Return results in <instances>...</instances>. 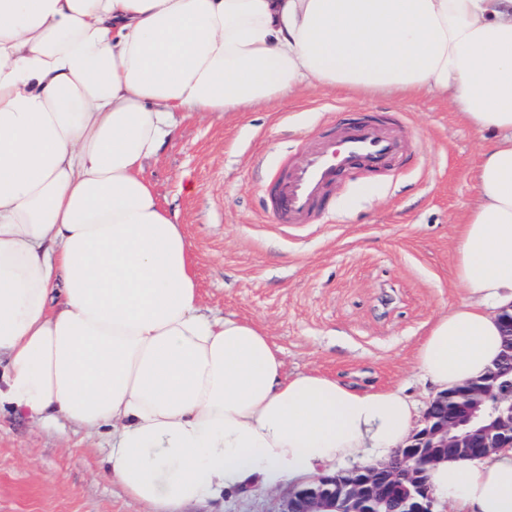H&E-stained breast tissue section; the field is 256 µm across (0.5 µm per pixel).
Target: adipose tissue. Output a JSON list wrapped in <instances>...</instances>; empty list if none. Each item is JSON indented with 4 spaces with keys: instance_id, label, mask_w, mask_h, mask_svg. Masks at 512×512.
<instances>
[{
    "instance_id": "1",
    "label": "adipose tissue",
    "mask_w": 512,
    "mask_h": 512,
    "mask_svg": "<svg viewBox=\"0 0 512 512\" xmlns=\"http://www.w3.org/2000/svg\"><path fill=\"white\" fill-rule=\"evenodd\" d=\"M314 83L437 93L496 139L459 225L462 299L416 354L437 392L488 372L512 311V0H0V407L112 433L147 512L385 462L403 388L284 375L250 322L201 306L190 247L145 164L178 112H238ZM450 512H512V449L431 466Z\"/></svg>"
}]
</instances>
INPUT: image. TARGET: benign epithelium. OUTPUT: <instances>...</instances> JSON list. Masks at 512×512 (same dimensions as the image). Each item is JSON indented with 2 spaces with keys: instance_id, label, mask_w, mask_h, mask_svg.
Instances as JSON below:
<instances>
[{
  "instance_id": "7a95c632",
  "label": "benign epithelium",
  "mask_w": 512,
  "mask_h": 512,
  "mask_svg": "<svg viewBox=\"0 0 512 512\" xmlns=\"http://www.w3.org/2000/svg\"><path fill=\"white\" fill-rule=\"evenodd\" d=\"M457 406L448 416V401ZM512 447V380L501 365L478 381L439 394L425 412L423 427L393 460L356 467L350 476L322 474L311 484L292 492L280 512H372L380 480L386 479L407 512H433V496L423 466L450 455L481 457Z\"/></svg>"
}]
</instances>
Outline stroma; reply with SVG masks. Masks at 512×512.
Listing matches in <instances>:
<instances>
[{
    "instance_id": "stroma-1",
    "label": "stroma",
    "mask_w": 512,
    "mask_h": 512,
    "mask_svg": "<svg viewBox=\"0 0 512 512\" xmlns=\"http://www.w3.org/2000/svg\"><path fill=\"white\" fill-rule=\"evenodd\" d=\"M356 114L395 126L393 172L339 177L311 223H279L270 175ZM175 136L145 165L190 244L207 314L251 321L284 371L318 370L360 388L429 387L415 353L437 314L459 301L456 226L494 136L464 125L445 98L356 99L308 85L244 112L176 116ZM105 439L0 412V512H139L101 466ZM288 489L225 494L187 512H280Z\"/></svg>"
}]
</instances>
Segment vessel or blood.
I'll return each mask as SVG.
<instances>
[{"mask_svg": "<svg viewBox=\"0 0 512 512\" xmlns=\"http://www.w3.org/2000/svg\"><path fill=\"white\" fill-rule=\"evenodd\" d=\"M398 153L397 139L375 117L353 120L340 135L322 138L283 177L277 201L280 223L303 222L336 178L351 172H380L396 162Z\"/></svg>", "mask_w": 512, "mask_h": 512, "instance_id": "vessel-or-blood-1", "label": "vessel or blood"}]
</instances>
